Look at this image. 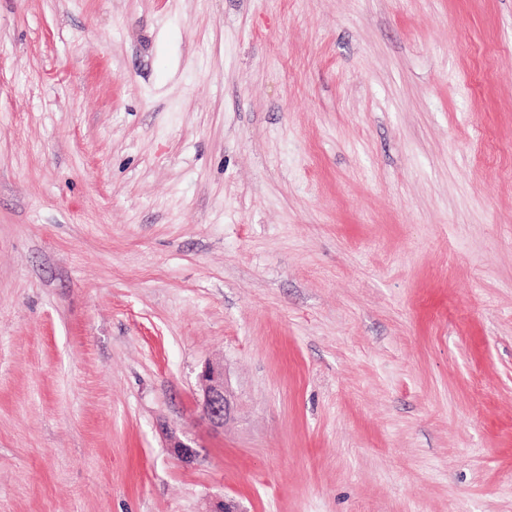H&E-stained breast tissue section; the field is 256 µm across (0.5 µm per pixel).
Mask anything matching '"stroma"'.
Returning <instances> with one entry per match:
<instances>
[{
  "label": "stroma",
  "instance_id": "35a3bbf8",
  "mask_svg": "<svg viewBox=\"0 0 512 512\" xmlns=\"http://www.w3.org/2000/svg\"><path fill=\"white\" fill-rule=\"evenodd\" d=\"M224 498L512 512V0H0V512ZM200 378L202 381V397L198 400L200 412L210 424L222 427L230 411L224 386L223 364H205Z\"/></svg>",
  "mask_w": 512,
  "mask_h": 512
}]
</instances>
